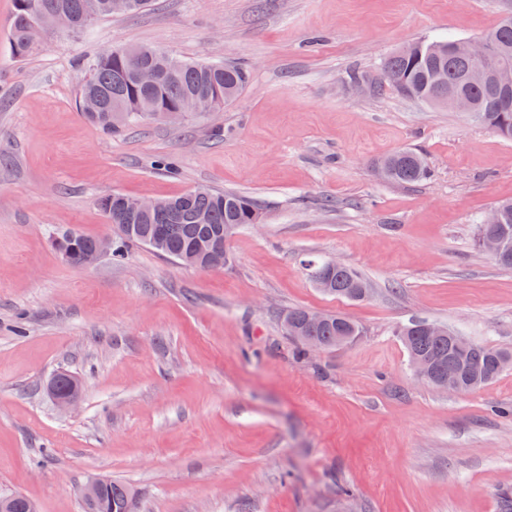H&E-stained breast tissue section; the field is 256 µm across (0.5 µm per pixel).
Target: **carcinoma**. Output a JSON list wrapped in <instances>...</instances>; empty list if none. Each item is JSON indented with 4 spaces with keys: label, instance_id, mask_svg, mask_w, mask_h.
<instances>
[{
    "label": "carcinoma",
    "instance_id": "carcinoma-1",
    "mask_svg": "<svg viewBox=\"0 0 512 512\" xmlns=\"http://www.w3.org/2000/svg\"><path fill=\"white\" fill-rule=\"evenodd\" d=\"M64 11L78 21V32L100 19L111 16L109 0H14L12 16L8 24V46L12 56L25 60L42 51L51 35L52 16ZM497 42L512 49V22L501 20L488 32ZM459 40L416 41L393 52L383 62L380 72L383 77L375 84H386L405 99L418 100L429 105L446 108L448 95L442 93L440 82L447 80L448 86L459 87L478 106V121L491 128L505 139H512V104L493 94L488 88L460 82L466 62L458 51ZM139 56L133 62L121 53H99L87 61L89 78L80 97L95 96L102 106L94 113L82 112V116L102 131L119 135L130 123L143 119L175 116L181 112L185 97L207 94L214 107H222L235 101L248 82L245 69L220 61L196 62L176 56L168 58L146 45L137 47ZM148 64L158 71L156 84L142 87L136 80V68ZM124 111L122 121L112 119L115 109ZM387 180L399 184L414 185L430 178L431 171L424 157L413 150H401L387 157ZM114 197L100 200V207L108 223L118 232L112 256H124V248L130 244H148L157 240L154 247L158 253L182 261L190 255L199 241L211 239L220 242L221 262L228 260L224 232L227 225L239 229L262 217L260 205L251 197L233 193L217 192L197 188L166 199L167 208L129 220L135 225L133 231L122 228L123 221L115 218L112 211ZM502 222L495 227L479 225L478 243L494 234L502 239L504 250L492 256V260L503 268H512V201L503 202ZM95 244V238L81 235L68 260L72 266H80L84 257ZM307 270L311 279L321 278L330 284L325 294L362 301L360 290L368 289L365 278L355 269L341 265L334 267L325 260L310 259ZM425 320H415L400 332L408 353L420 354L439 362L446 373L459 374L473 388H479L496 380L503 372L498 349L475 342L458 349L448 338H436L425 332ZM361 335L359 325L341 314H330L326 320L295 337L300 343L298 355H306L304 338L311 336L327 347L336 345V337ZM136 494L127 484L108 481L100 498L97 512H135Z\"/></svg>",
    "mask_w": 512,
    "mask_h": 512
}]
</instances>
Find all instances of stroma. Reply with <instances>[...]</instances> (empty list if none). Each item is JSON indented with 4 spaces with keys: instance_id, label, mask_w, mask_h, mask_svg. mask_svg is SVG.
<instances>
[{
    "instance_id": "35a3bbf8",
    "label": "stroma",
    "mask_w": 512,
    "mask_h": 512,
    "mask_svg": "<svg viewBox=\"0 0 512 512\" xmlns=\"http://www.w3.org/2000/svg\"><path fill=\"white\" fill-rule=\"evenodd\" d=\"M0 0V495L81 512L89 475L131 485L137 512H504L512 497V369L468 393L423 382L400 329L439 323L512 348V269L476 244L512 200V140L474 117L361 93L403 44L493 29L512 0H153L25 61ZM241 65L238 99L131 123L117 136L77 103L104 50ZM414 148L429 181L375 164ZM205 187L264 208L203 270L144 245L95 265L54 240L98 236L99 201ZM354 267L371 292L316 288L309 257ZM291 308L339 313L361 336L299 359ZM74 374L80 401L48 386ZM56 374L54 376V380H58L60 378H65L69 381V384H70V388L68 391L66 392H54L52 390V388L49 386V392L53 398V400L55 401L56 405L61 409V410H70V409H73L76 405H77V402L79 400V397H80V390H76V387H77V381H76V378L72 375H69V374ZM52 379V380H53ZM51 380V381H52Z\"/></svg>"
}]
</instances>
